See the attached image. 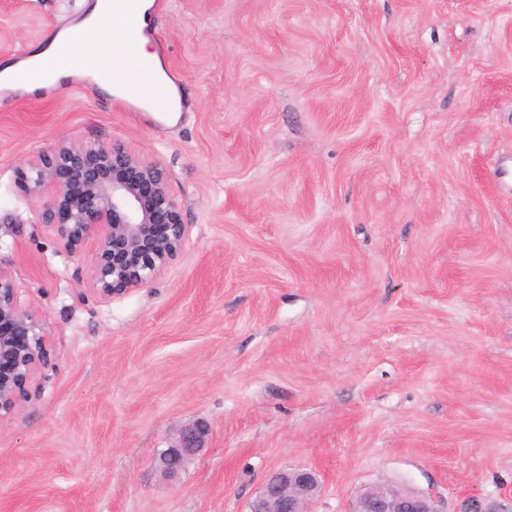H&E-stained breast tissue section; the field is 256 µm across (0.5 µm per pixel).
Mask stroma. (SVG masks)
Returning <instances> with one entry per match:
<instances>
[{
  "label": "stroma",
  "mask_w": 512,
  "mask_h": 512,
  "mask_svg": "<svg viewBox=\"0 0 512 512\" xmlns=\"http://www.w3.org/2000/svg\"><path fill=\"white\" fill-rule=\"evenodd\" d=\"M88 0H0V60ZM177 121L85 82L0 94V268L50 364L0 418V512H312L398 486L512 512V0H154ZM170 174L179 258L100 299L18 172L57 138ZM206 421L177 476L158 453ZM322 489L320 474L307 467H287L264 483L249 512H310L309 504Z\"/></svg>",
  "instance_id": "1"
}]
</instances>
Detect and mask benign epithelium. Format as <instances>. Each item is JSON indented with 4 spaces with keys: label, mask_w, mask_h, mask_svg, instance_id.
<instances>
[{
    "label": "benign epithelium",
    "mask_w": 512,
    "mask_h": 512,
    "mask_svg": "<svg viewBox=\"0 0 512 512\" xmlns=\"http://www.w3.org/2000/svg\"><path fill=\"white\" fill-rule=\"evenodd\" d=\"M166 168L143 159L121 141L87 144L62 139L32 157L19 173L22 191L37 203V222L67 253L88 240L97 243L91 283L102 299L140 288L180 256L186 234L180 208L169 189ZM46 321L21 307L17 288L0 269V418L29 398L27 384L48 366ZM207 425L184 427L159 454L173 474L205 446ZM322 489L320 474L287 467L264 483L249 512H310ZM349 512H440L431 499L405 490L370 487Z\"/></svg>",
    "instance_id": "obj_1"
}]
</instances>
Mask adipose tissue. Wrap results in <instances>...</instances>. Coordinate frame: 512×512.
<instances>
[{
  "label": "adipose tissue",
  "mask_w": 512,
  "mask_h": 512,
  "mask_svg": "<svg viewBox=\"0 0 512 512\" xmlns=\"http://www.w3.org/2000/svg\"><path fill=\"white\" fill-rule=\"evenodd\" d=\"M151 7V0H138V11L131 16L117 9L115 0H92L79 22L55 30L39 49L23 59L0 62V90L33 94L85 81L154 112L179 111L180 91L159 54L147 37L132 34L146 27ZM125 53L149 62V71L117 79L114 65Z\"/></svg>",
  "instance_id": "ef3b65f1"
}]
</instances>
